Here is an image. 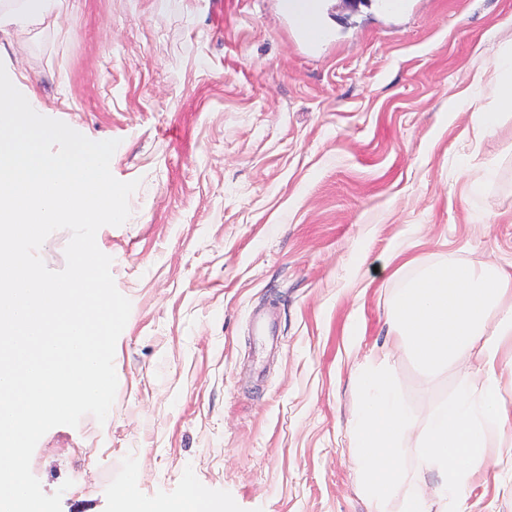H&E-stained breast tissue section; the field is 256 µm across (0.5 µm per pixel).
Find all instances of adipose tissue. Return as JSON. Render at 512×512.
<instances>
[{
    "instance_id": "adipose-tissue-1",
    "label": "adipose tissue",
    "mask_w": 512,
    "mask_h": 512,
    "mask_svg": "<svg viewBox=\"0 0 512 512\" xmlns=\"http://www.w3.org/2000/svg\"><path fill=\"white\" fill-rule=\"evenodd\" d=\"M62 0H0V23L28 26L40 21ZM472 96L490 93L512 108V53L501 57L493 76L476 74ZM427 380L449 366L461 378L424 419L396 389L386 360L368 363L359 373L363 407L352 429L350 448L360 488L370 512H466L467 489L483 472L491 449L512 421L502 395L499 354L512 346V269L495 262L473 266L455 255L420 266L404 279L388 320ZM416 430L418 469L432 479L429 490L400 495L406 476L401 448ZM122 512H223L196 486L174 502L124 505Z\"/></svg>"
}]
</instances>
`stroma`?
I'll return each mask as SVG.
<instances>
[{"label":"stroma","instance_id":"35a3bbf8","mask_svg":"<svg viewBox=\"0 0 512 512\" xmlns=\"http://www.w3.org/2000/svg\"><path fill=\"white\" fill-rule=\"evenodd\" d=\"M312 4L315 45L280 0H64L0 33L20 92L118 140L110 171L139 183L129 219L96 234L131 302L114 403L105 423L50 429L31 460L61 512L191 483L224 512H369L349 448L362 364L385 357L421 419L457 382H425L388 336L415 272L393 254L512 262V109L483 96L501 114L483 131L463 103L512 51V0ZM467 504L512 512V468L490 456Z\"/></svg>","mask_w":512,"mask_h":512}]
</instances>
